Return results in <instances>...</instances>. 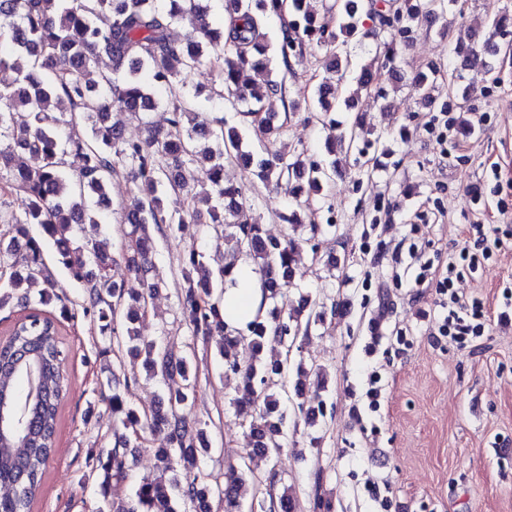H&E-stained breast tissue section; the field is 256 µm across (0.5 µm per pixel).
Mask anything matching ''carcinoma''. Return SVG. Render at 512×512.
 Wrapping results in <instances>:
<instances>
[{
    "instance_id": "1",
    "label": "carcinoma",
    "mask_w": 512,
    "mask_h": 512,
    "mask_svg": "<svg viewBox=\"0 0 512 512\" xmlns=\"http://www.w3.org/2000/svg\"><path fill=\"white\" fill-rule=\"evenodd\" d=\"M229 37L206 21L203 0H0V138L8 139L0 147V193H16L24 198L21 219L0 216V308L9 303L12 292L39 278L46 282L38 306L16 322L0 348V390L23 395L27 391L25 374L16 372L12 359L20 349L36 353L40 367L41 397L32 403L23 435L9 431L0 435V486L10 489L0 497V512H32L43 492L48 458L54 453L59 414L66 394L65 352L59 337L57 318L46 311L57 307L68 311L66 296L45 275L43 240L28 234L27 226H40L43 235L59 246V262L81 285L84 316L100 323L102 334L116 337L117 345L142 359L147 375L168 385L163 404L140 410L128 404L116 389L102 396L101 402L112 415L121 416L127 434L118 447L107 453L90 452L87 467L96 477L103 506L107 512H181L177 503L191 512H212L214 502L224 504V512H237L244 470L230 467L219 479L201 468L212 450L207 431L183 410L195 394V380L188 355L155 339H146L136 330L145 318L149 300L158 285L144 273L155 249V233L174 231L185 223L233 242V250L259 268L264 298L276 300L279 282L295 273L301 251L298 241L288 236L273 239L262 225L241 223L238 216L242 187L224 183V158H234L267 184L285 188L297 198L303 190L319 191L330 178L336 161L315 163L306 168L300 159L287 160L278 154H254L241 147V137L233 129H224L221 119L207 120L193 109L186 78L200 66L215 61L221 68L224 92L246 105V114L257 123L259 132L282 130L276 114L265 103L284 94V83L268 78L256 86L250 72L271 65L270 45L261 32L264 18L289 16L280 29L276 52L289 64L288 51L306 41L332 44L342 35L363 47L375 45V54L398 68L403 49L414 30L437 22L454 9L458 0H394L388 5L393 17L376 8V0H335L337 30L319 21L312 0H228ZM375 14L379 26L361 25L363 12ZM177 22L190 26L181 41L170 36ZM500 32L512 33V12L504 11L488 23L483 43H459L449 50L454 63L448 68V102L462 112L467 91L463 87L465 71L471 60L496 55L494 40ZM20 55L31 63L27 71H15L11 57ZM339 78L352 79L354 93L373 92L370 67L351 68L349 55L335 50L327 54ZM109 63L111 75L103 78L105 87L89 79L100 60ZM430 73H418L411 89L425 103H434L432 91L436 67ZM154 84L179 88L182 95L173 104L167 126H146V136L127 142L118 125L112 123V110L130 114L150 111L155 100ZM377 95H383L378 89ZM353 97L344 102L331 101L317 94V103L292 102V108L316 110L323 119L332 112L348 110ZM68 126L66 148L57 139L58 128ZM21 150L29 164L12 166V152ZM71 152L82 159L74 177L62 170V155ZM201 169L211 192H192L190 181ZM125 170L126 177L145 192L135 194L121 207L128 226L129 248L110 255L100 243L87 240L74 247L70 236L78 224L96 222L88 206L91 196L97 202L108 199L112 178ZM122 270L126 277L141 281L138 292L129 293L123 280L111 269ZM235 262L213 270L204 262V254L190 248L183 256L181 271L186 288L181 295L182 313L191 334L205 342H215L224 357V373L239 378L237 414L249 419V431L256 447L276 457L283 450L284 412L281 395L272 388L288 377L291 369L302 376V366H293L289 337H297L302 326L321 322L324 307L309 301L292 306L285 314L270 312L256 318L247 332L225 330L222 314L224 283L233 275ZM273 335L285 345L279 358L260 357L265 340ZM249 341L254 360L243 366L235 355L241 340ZM161 434L164 445L154 449L159 461L158 475L141 483L127 498L122 490L130 479L127 448L131 438ZM260 504V508H265ZM271 512H296L292 495L285 492L270 499Z\"/></svg>"
}]
</instances>
